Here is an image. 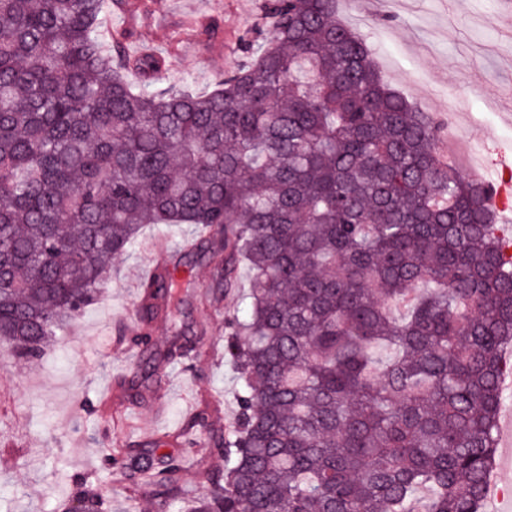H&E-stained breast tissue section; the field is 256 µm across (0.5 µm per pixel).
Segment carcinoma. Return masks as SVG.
<instances>
[{
	"label": "carcinoma",
	"mask_w": 512,
	"mask_h": 512,
	"mask_svg": "<svg viewBox=\"0 0 512 512\" xmlns=\"http://www.w3.org/2000/svg\"><path fill=\"white\" fill-rule=\"evenodd\" d=\"M109 3L0 0V346L39 356L145 225H184L244 311L224 344L240 413L193 512H484L512 347V244L484 183L441 163L438 122L337 0H268L270 38L205 93L105 40ZM141 288L145 324L183 304L166 264ZM189 332L136 336L129 398L190 366ZM161 446L105 462L172 512L184 459Z\"/></svg>",
	"instance_id": "1"
}]
</instances>
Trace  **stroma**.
Returning a JSON list of instances; mask_svg holds the SVG:
<instances>
[{
	"instance_id": "stroma-1",
	"label": "stroma",
	"mask_w": 512,
	"mask_h": 512,
	"mask_svg": "<svg viewBox=\"0 0 512 512\" xmlns=\"http://www.w3.org/2000/svg\"><path fill=\"white\" fill-rule=\"evenodd\" d=\"M138 9L109 23L130 34L131 52L168 53L164 79L191 82L200 92L242 60L243 43L267 37L260 18L265 0H133ZM148 12H140L141 4ZM505 0H339L338 18L360 33L391 88L418 111L460 131L476 147L483 173L498 180L512 165V26L497 23ZM178 251L189 239L183 226L148 225L96 298L53 346L26 360L0 351V512H64L73 480L86 491L110 492L104 512H154L148 490L131 491L104 464L125 442L167 436L165 452L186 461L182 482L188 500L204 496L199 478L204 448L214 430L235 421L238 378L224 358L227 323L237 315L234 297L203 303L211 283L208 266L180 267L190 304L181 318L202 325L190 367L168 370L163 409L124 400L118 381L133 367L131 338L140 281L154 260L151 241ZM205 412L209 428L187 447L183 430Z\"/></svg>"
}]
</instances>
